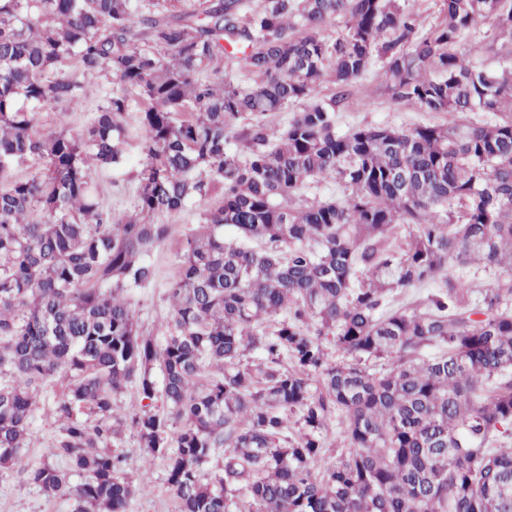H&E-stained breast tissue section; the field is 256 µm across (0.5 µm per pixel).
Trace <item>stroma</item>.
Segmentation results:
<instances>
[{
	"label": "stroma",
	"instance_id": "obj_1",
	"mask_svg": "<svg viewBox=\"0 0 512 512\" xmlns=\"http://www.w3.org/2000/svg\"><path fill=\"white\" fill-rule=\"evenodd\" d=\"M85 86L86 97L78 109H71L65 104L47 107L38 116L39 127L63 128L76 134L89 125L112 84L98 78L86 80ZM336 120L342 132L359 126H391L410 130L419 125L445 124L448 116L439 112H422L394 102L386 91L384 65L378 61L357 80L354 95L338 112ZM126 121L128 137L122 165L99 169L92 174L103 206L116 214L133 210L138 193L137 173L145 160L137 112H129ZM211 203V198H202L185 209L160 216V223L169 225L170 234L151 253L156 278L152 284L136 289L133 294L135 317L144 335H164L171 318L165 288L177 272L178 257L188 234L201 224L203 213ZM33 431L34 438L29 448L23 449L19 466L0 468V512H72L70 501L46 498L19 476L20 466L38 464L53 457L51 437L54 424L47 404L38 405ZM114 450L125 455L124 471L131 480H138L144 474L149 481L147 490L135 492L132 496L128 512H177L164 461L145 454L133 429L124 428Z\"/></svg>",
	"mask_w": 512,
	"mask_h": 512
}]
</instances>
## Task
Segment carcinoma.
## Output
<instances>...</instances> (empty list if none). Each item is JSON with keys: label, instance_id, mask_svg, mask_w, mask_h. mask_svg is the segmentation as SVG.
Here are the masks:
<instances>
[{"label": "carcinoma", "instance_id": "obj_1", "mask_svg": "<svg viewBox=\"0 0 512 512\" xmlns=\"http://www.w3.org/2000/svg\"><path fill=\"white\" fill-rule=\"evenodd\" d=\"M174 2L0 0V468L19 463L45 394L61 463L21 473L72 512H127L146 489L112 451L127 424L166 462L179 512L242 496L248 512H512V0H444L425 31L408 0ZM240 45L244 84L224 80ZM377 58L395 102L448 124L338 131ZM72 63L112 80L107 102L76 136L40 131L39 110L83 98ZM132 92L146 162L134 213L116 215L91 173L120 164ZM295 102L287 128L263 123ZM28 156L44 170L10 180ZM328 177L344 197L297 200ZM215 191L168 284L172 324L145 336L131 292L155 279L157 218ZM450 260L493 270L494 287L448 277ZM130 386L145 404L126 419L114 396Z\"/></svg>", "mask_w": 512, "mask_h": 512}]
</instances>
